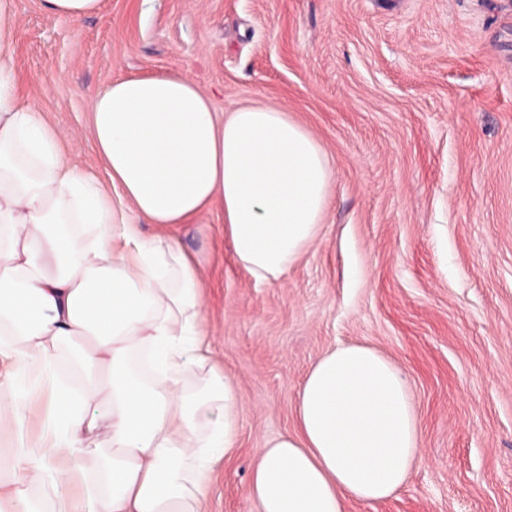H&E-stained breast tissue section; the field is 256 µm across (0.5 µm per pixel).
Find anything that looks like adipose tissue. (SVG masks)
<instances>
[{"label": "adipose tissue", "mask_w": 512, "mask_h": 512, "mask_svg": "<svg viewBox=\"0 0 512 512\" xmlns=\"http://www.w3.org/2000/svg\"><path fill=\"white\" fill-rule=\"evenodd\" d=\"M15 0H0V426L23 415L22 373L50 386L48 443L21 461L13 512H206L212 474L239 446L241 394L216 361L197 260L143 225L218 210L234 257L280 282L318 238L334 181L326 153L286 108L228 112L184 75H121L88 102L108 184L79 170L59 133L21 103L7 49ZM82 368L79 394L53 359ZM297 429L266 442L247 495L255 512H346L391 497L422 431L399 368L341 345L315 361ZM82 487L71 495V487Z\"/></svg>", "instance_id": "adipose-tissue-1"}]
</instances>
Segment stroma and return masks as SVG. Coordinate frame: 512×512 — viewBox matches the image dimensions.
<instances>
[{"instance_id": "stroma-1", "label": "stroma", "mask_w": 512, "mask_h": 512, "mask_svg": "<svg viewBox=\"0 0 512 512\" xmlns=\"http://www.w3.org/2000/svg\"><path fill=\"white\" fill-rule=\"evenodd\" d=\"M16 9L22 100L99 181L88 95L121 73L189 76L220 111L285 107L334 169L319 237L278 284L238 266L216 214L176 228L242 396L207 512H254L258 451L294 428L310 365L351 343L403 372L423 435L401 489L346 512H512V0H103L80 21L41 0Z\"/></svg>"}]
</instances>
